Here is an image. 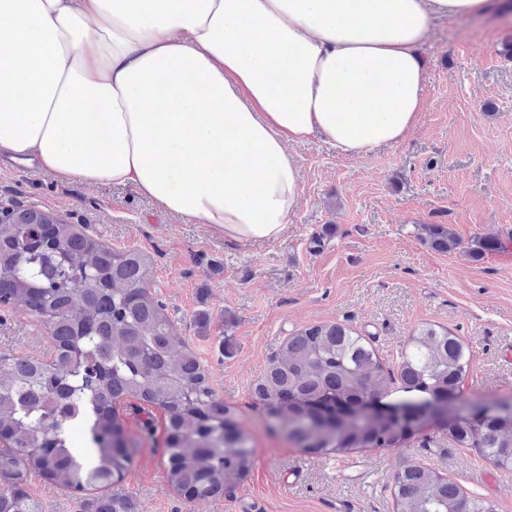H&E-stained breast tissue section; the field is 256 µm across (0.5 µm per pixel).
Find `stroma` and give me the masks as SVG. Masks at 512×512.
I'll return each instance as SVG.
<instances>
[{
  "mask_svg": "<svg viewBox=\"0 0 512 512\" xmlns=\"http://www.w3.org/2000/svg\"><path fill=\"white\" fill-rule=\"evenodd\" d=\"M504 10L437 27L423 46L425 109L408 138L345 157L315 138L289 145L301 198L285 234L237 241L165 212L132 188L61 182L36 168L0 169V206L32 207L85 225L90 237L152 259L149 288L217 395L235 406L253 443L248 474L218 499L187 500L165 472L163 436L140 435L125 489L137 512H396L395 476L409 460L456 481L496 512H512V470L436 428L408 448L310 454L267 427L252 388L295 331L337 322L362 334L397 368L414 330L447 327L468 349L461 398L512 399V0ZM333 233L311 245L324 225ZM444 224L461 241L499 239L473 260L425 243L418 227ZM0 353L50 359L46 325L16 306L0 307ZM360 459L364 475L340 476Z\"/></svg>",
  "mask_w": 512,
  "mask_h": 512,
  "instance_id": "35a3bbf8",
  "label": "stroma"
}]
</instances>
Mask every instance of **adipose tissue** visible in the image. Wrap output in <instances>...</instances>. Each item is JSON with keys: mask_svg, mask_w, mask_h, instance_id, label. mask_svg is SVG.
I'll list each match as a JSON object with an SVG mask.
<instances>
[{"mask_svg": "<svg viewBox=\"0 0 512 512\" xmlns=\"http://www.w3.org/2000/svg\"><path fill=\"white\" fill-rule=\"evenodd\" d=\"M489 0H0V157L132 187L236 240L280 237L292 144L404 141L428 34Z\"/></svg>", "mask_w": 512, "mask_h": 512, "instance_id": "1", "label": "adipose tissue"}]
</instances>
